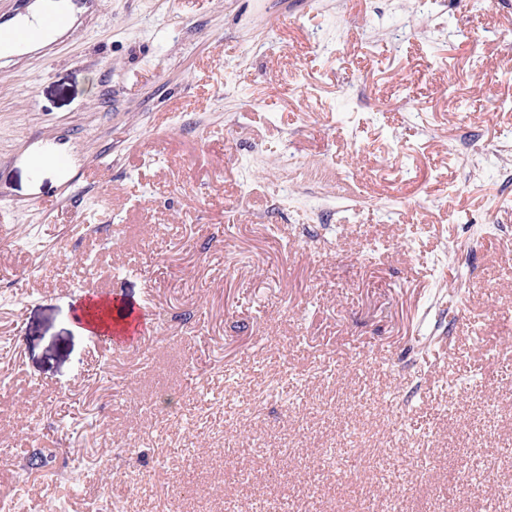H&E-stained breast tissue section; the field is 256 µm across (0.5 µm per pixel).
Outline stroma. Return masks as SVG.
<instances>
[{"label":"stroma","mask_w":512,"mask_h":512,"mask_svg":"<svg viewBox=\"0 0 512 512\" xmlns=\"http://www.w3.org/2000/svg\"><path fill=\"white\" fill-rule=\"evenodd\" d=\"M509 29L104 0L0 65V501L512 512ZM88 289L139 339L80 331Z\"/></svg>","instance_id":"35a3bbf8"}]
</instances>
